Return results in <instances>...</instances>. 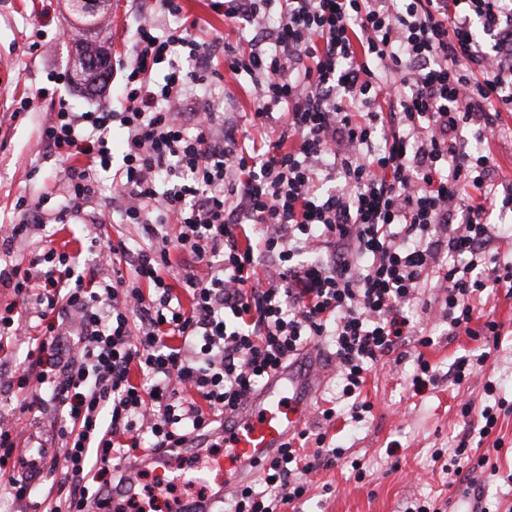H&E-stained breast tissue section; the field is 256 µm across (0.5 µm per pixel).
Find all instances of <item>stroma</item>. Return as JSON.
Here are the masks:
<instances>
[{
    "label": "stroma",
    "mask_w": 512,
    "mask_h": 512,
    "mask_svg": "<svg viewBox=\"0 0 512 512\" xmlns=\"http://www.w3.org/2000/svg\"><path fill=\"white\" fill-rule=\"evenodd\" d=\"M143 19L133 0H97L92 16L83 20L72 13L68 0H0V113L11 98L34 95L47 86L53 73L65 70L70 75L53 99L35 98L30 113L0 123V223L10 221L19 194L63 192L64 163L37 144V128L56 112L57 102L86 112L118 99L119 86L113 80L92 86L84 81L76 67L79 39L72 38V31H81V39L104 46L115 58L129 52ZM33 42L39 45L34 52L29 49ZM250 88L249 80L229 79L201 85L199 93L208 97L229 91L226 118L241 125L254 108ZM476 305L477 317L501 322L504 329L486 363L463 384H453L449 368L480 354L482 343L463 333L449 336L439 310L416 308L419 329L433 343L423 349L411 344L380 360L363 388L373 408L361 423L351 419L347 402L337 398L339 378L328 363V343L313 344L304 426L325 432L328 442L345 449L346 456L308 475L310 490L298 503L299 512H404L408 501L422 497L436 498L442 512H512V410L500 416L481 447L490 462L473 473L481 499L463 497L461 487L449 485L433 458L435 450L456 447L476 429L477 417L461 416L463 403L479 407L503 401L512 407V293L501 288L483 295ZM421 356L438 381L418 394L412 377ZM489 381L495 384L490 394L484 389ZM331 399L336 402V417L327 422L321 411ZM498 438L503 441L499 447L494 444ZM356 458L364 471L360 479L348 465Z\"/></svg>",
    "instance_id": "35a3bbf8"
}]
</instances>
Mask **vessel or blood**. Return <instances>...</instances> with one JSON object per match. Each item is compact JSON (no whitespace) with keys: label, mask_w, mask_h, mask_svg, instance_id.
Masks as SVG:
<instances>
[{"label":"vessel or blood","mask_w":512,"mask_h":512,"mask_svg":"<svg viewBox=\"0 0 512 512\" xmlns=\"http://www.w3.org/2000/svg\"><path fill=\"white\" fill-rule=\"evenodd\" d=\"M302 391V380L293 373L282 371L272 376L244 406L225 413L224 453L218 460L221 478L217 479L215 489L205 497L182 499L174 503L173 512H214V505L224 501L229 490L239 482L254 478L262 464L302 427ZM209 440V435L205 434L188 439L179 449H160L144 458L141 466L153 469L157 475H165L173 453L190 457ZM49 457L50 451L45 446L33 453L24 452L20 463L22 474L39 480ZM135 490V480L125 479L107 495L98 512H120L123 501L132 498Z\"/></svg>","instance_id":"1"}]
</instances>
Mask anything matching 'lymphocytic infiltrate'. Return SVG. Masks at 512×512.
I'll list each match as a JSON object with an SVG mask.
<instances>
[{
    "mask_svg": "<svg viewBox=\"0 0 512 512\" xmlns=\"http://www.w3.org/2000/svg\"><path fill=\"white\" fill-rule=\"evenodd\" d=\"M238 36L224 70L249 77V128L194 89L217 76L198 20L154 0L118 59L121 108L60 107L38 141L67 161L64 199L18 196L0 252L36 240L28 262L0 269V351L26 348L9 388L24 412L53 407L63 512H88L119 462L214 430L308 343L333 346L342 398L362 421L371 366L417 341L406 309L433 291L449 335L499 342L472 327L474 301L512 289V265L487 254L489 217L512 186L474 156L472 124L506 133L512 111V0H211ZM494 36L485 51L479 34ZM123 133L122 163L109 136ZM265 138L252 137V130ZM111 173L123 223L140 241L80 226L79 251L44 228L75 222ZM110 276L97 275L99 264ZM18 422L0 412V493L34 487L9 475ZM279 449L260 483L230 491L227 512H284L308 491L327 448Z\"/></svg>",
    "mask_w": 512,
    "mask_h": 512,
    "instance_id": "obj_1",
    "label": "lymphocytic infiltrate"
}]
</instances>
